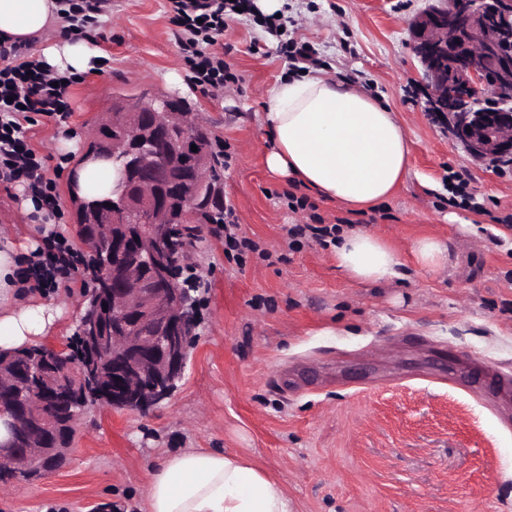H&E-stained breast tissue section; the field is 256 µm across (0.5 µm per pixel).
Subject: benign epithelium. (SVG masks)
Returning a JSON list of instances; mask_svg holds the SVG:
<instances>
[{
  "mask_svg": "<svg viewBox=\"0 0 512 512\" xmlns=\"http://www.w3.org/2000/svg\"><path fill=\"white\" fill-rule=\"evenodd\" d=\"M414 51L433 89L430 109L448 120L465 150L478 158L512 157V0H451L410 23ZM482 91V103L473 92ZM147 102L116 98L94 129L101 148L82 162H112V242L97 254L96 290L77 329L87 356L80 384L96 389L115 411L145 413L183 378L195 333L196 299L175 278L191 258L182 237L203 223L199 202L210 191L211 158L201 125L171 96ZM197 151L191 150V145ZM112 310V335L104 308ZM112 371V387L103 374ZM67 388H42L38 409H24L25 430L69 404ZM8 438L0 441V471L14 478L31 456L18 454L20 427L0 407Z\"/></svg>",
  "mask_w": 512,
  "mask_h": 512,
  "instance_id": "obj_1",
  "label": "benign epithelium"
}]
</instances>
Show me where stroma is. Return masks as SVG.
Wrapping results in <instances>:
<instances>
[{"mask_svg":"<svg viewBox=\"0 0 512 512\" xmlns=\"http://www.w3.org/2000/svg\"><path fill=\"white\" fill-rule=\"evenodd\" d=\"M442 0H286L288 34L319 52L320 74L352 76L397 113L411 165L396 193L365 213L272 176L263 112L292 68L254 12L230 21L223 94L193 86L170 36L168 0H112L101 68L71 88L66 133L31 125L32 144L59 171L62 228L76 240L71 173L114 98L143 91L186 102L211 146L228 157L219 185L240 232L260 249H224L215 225L193 260L204 286L197 339L176 391L141 414H83L68 464L34 483L0 486V512H143L145 477L163 453L188 448L251 456L287 488L295 512H512V400L488 369L512 375V162L470 156L430 110L410 22ZM179 75L166 83V72ZM470 175L476 213L449 203L448 174ZM307 199L291 207L286 192ZM343 219L398 250L399 275L357 283L331 246L288 245L286 226ZM37 248L20 190L0 184V226ZM423 235L448 246L434 272L411 254ZM72 292L31 294L54 308L37 342L63 348L82 303Z\"/></svg>","mask_w":512,"mask_h":512,"instance_id":"1","label":"stroma"}]
</instances>
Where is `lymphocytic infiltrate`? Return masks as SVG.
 <instances>
[{
  "label": "lymphocytic infiltrate",
  "instance_id": "lymphocytic-infiltrate-1",
  "mask_svg": "<svg viewBox=\"0 0 512 512\" xmlns=\"http://www.w3.org/2000/svg\"><path fill=\"white\" fill-rule=\"evenodd\" d=\"M66 9L60 36L103 31L112 0H61ZM248 0H169L171 35L190 67V79L202 93L222 89L233 76L215 46L224 34V18L236 9H249ZM75 77L45 68L43 62L15 44L0 42V183L22 185L37 212L41 243L37 260L21 273L18 297L32 291L72 290L78 283L79 252L57 225L55 184L47 158L29 141L27 126L34 116L64 127L72 114L70 87Z\"/></svg>",
  "mask_w": 512,
  "mask_h": 512
}]
</instances>
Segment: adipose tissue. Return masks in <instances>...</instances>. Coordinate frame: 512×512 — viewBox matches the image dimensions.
<instances>
[{"label":"adipose tissue","instance_id":"ef3b65f1","mask_svg":"<svg viewBox=\"0 0 512 512\" xmlns=\"http://www.w3.org/2000/svg\"><path fill=\"white\" fill-rule=\"evenodd\" d=\"M56 0H0V39L41 41L47 68L78 76L94 71L101 52L85 39L44 41ZM265 120L272 148L266 167L327 200L365 211L389 199L410 168V143L391 108L363 85L323 75L288 76L268 92ZM349 279L396 277L401 264L384 238L349 229L332 244ZM27 260L0 230V348L32 344L53 320L42 304H17ZM147 512H294L282 483L245 454L185 449L165 454L146 474Z\"/></svg>","mask_w":512,"mask_h":512}]
</instances>
